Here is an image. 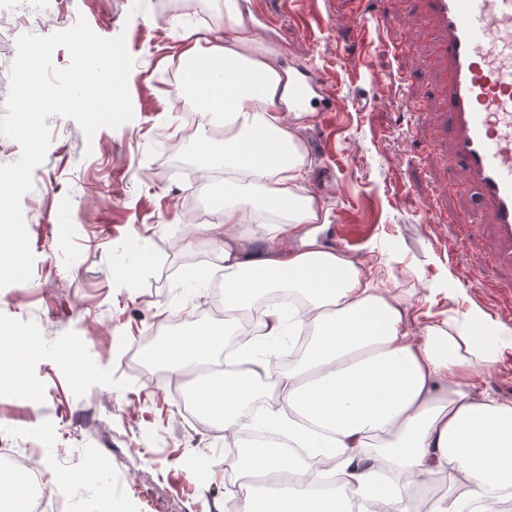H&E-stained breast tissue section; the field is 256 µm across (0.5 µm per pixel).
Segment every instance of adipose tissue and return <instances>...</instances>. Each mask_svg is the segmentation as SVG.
I'll list each match as a JSON object with an SVG mask.
<instances>
[{"label":"adipose tissue","mask_w":512,"mask_h":512,"mask_svg":"<svg viewBox=\"0 0 512 512\" xmlns=\"http://www.w3.org/2000/svg\"><path fill=\"white\" fill-rule=\"evenodd\" d=\"M231 41H194L184 52L201 111L224 131L221 149L204 147L199 168L222 189L224 225L216 240L224 272V321L199 323L154 346L150 358L173 372L212 359L227 335L252 318L239 347L241 366L196 378L193 401L236 448L227 469L250 479L276 476L280 489L247 490L240 512H342L340 498L315 491L314 434L333 449L346 498L358 512H412L419 487L449 478L428 512H488L512 498V399L483 383L512 334L486 320H432L413 329L395 277L380 276L317 238L322 207L305 194L308 164L296 128L281 112V76L261 57L260 41L236 0H210ZM298 297L290 313L265 305L275 292ZM309 332L296 364L270 377L271 354L258 345L286 328ZM31 350L23 329L0 332V386L20 392ZM288 448L240 447L256 404Z\"/></svg>","instance_id":"obj_1"}]
</instances>
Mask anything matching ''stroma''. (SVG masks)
I'll return each instance as SVG.
<instances>
[{
	"mask_svg": "<svg viewBox=\"0 0 512 512\" xmlns=\"http://www.w3.org/2000/svg\"><path fill=\"white\" fill-rule=\"evenodd\" d=\"M179 0H69L101 37L123 36L134 117L86 139L47 118L51 143L22 209L34 255L30 281L0 289V325L36 341L26 364L36 400L0 389V435L45 457L44 487L64 512H226L224 433L193 424L182 395L142 363L180 315L208 310L221 235L214 188L196 166L220 129L178 95L184 31ZM280 16L263 44L276 58L317 66L336 109L299 117L310 168L304 189L327 213L318 238L392 274L414 322L480 312L512 330V269L492 266L488 223L464 224L473 192L453 184L442 116L400 112L404 97L439 101L427 69L434 38L398 53L413 0H378L388 26L359 27L357 0H255ZM194 200L212 223L186 219ZM76 347L78 362L62 357ZM84 477L58 486L61 468ZM110 485L112 501L98 499Z\"/></svg>",
	"mask_w": 512,
	"mask_h": 512,
	"instance_id": "35a3bbf8",
	"label": "stroma"
}]
</instances>
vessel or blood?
Instances as JSON below:
<instances>
[{
	"instance_id": "obj_1",
	"label": "vessel or blood",
	"mask_w": 512,
	"mask_h": 512,
	"mask_svg": "<svg viewBox=\"0 0 512 512\" xmlns=\"http://www.w3.org/2000/svg\"><path fill=\"white\" fill-rule=\"evenodd\" d=\"M434 35L433 67L445 92L452 166L476 194L496 240V263L512 268V0H416ZM288 109L302 112L323 90L311 69L296 66L283 86Z\"/></svg>"
}]
</instances>
